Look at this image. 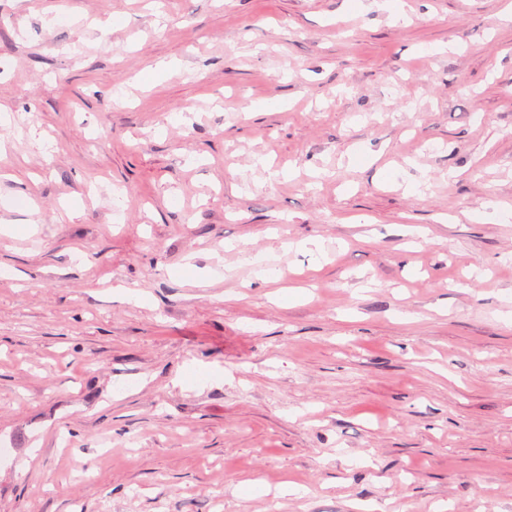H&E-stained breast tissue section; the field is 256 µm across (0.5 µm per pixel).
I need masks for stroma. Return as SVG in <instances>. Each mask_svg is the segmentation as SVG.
<instances>
[{
    "label": "stroma",
    "mask_w": 512,
    "mask_h": 512,
    "mask_svg": "<svg viewBox=\"0 0 512 512\" xmlns=\"http://www.w3.org/2000/svg\"><path fill=\"white\" fill-rule=\"evenodd\" d=\"M403 9L0 0V512H512V0Z\"/></svg>",
    "instance_id": "obj_1"
}]
</instances>
